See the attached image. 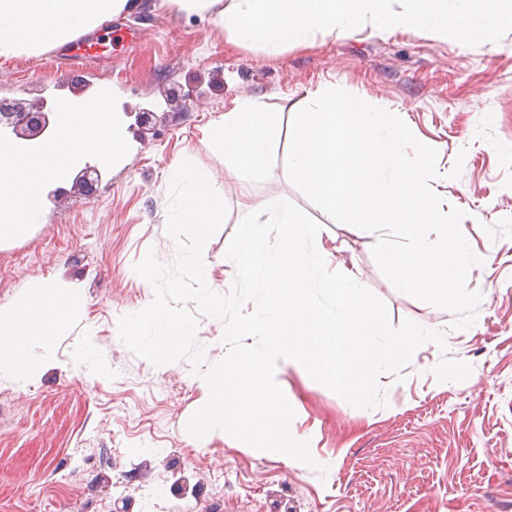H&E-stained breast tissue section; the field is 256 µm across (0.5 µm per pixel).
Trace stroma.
Returning a JSON list of instances; mask_svg holds the SVG:
<instances>
[{"label":"stroma","instance_id":"1","mask_svg":"<svg viewBox=\"0 0 512 512\" xmlns=\"http://www.w3.org/2000/svg\"><path fill=\"white\" fill-rule=\"evenodd\" d=\"M128 34L84 51L78 66L50 52L0 57V97L47 100L100 93L122 112L152 111L146 135L102 166L87 196L60 180L64 201L43 200L25 234L0 240V306L53 286L73 300L53 356L23 383L0 379V512H512V28L491 40H435L419 30L316 33L278 54L241 47L208 19L168 6L124 18ZM340 87L396 113L438 152L434 190L465 211L461 229L483 257L468 287L481 291L476 323L449 330L447 311L398 292L371 237L325 221L289 182L288 138L262 173L226 175L211 129L236 98L255 99L289 127L312 92ZM191 160L211 175L227 217L207 241L208 285L227 292L228 244L249 207L284 199L321 221L332 265L354 268L389 320L447 329V350L421 346L401 375L384 374L386 406L359 409L289 367L276 382L294 408L291 432L325 472L259 451L215 430H186L206 401L188 361L154 366L120 341L118 321L146 307L152 285L135 265L148 250L175 255L166 233L172 167ZM91 347L96 364L76 354ZM471 365L463 382H438L443 357Z\"/></svg>","mask_w":512,"mask_h":512}]
</instances>
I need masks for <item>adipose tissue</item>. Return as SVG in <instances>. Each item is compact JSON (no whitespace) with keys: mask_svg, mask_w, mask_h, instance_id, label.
Listing matches in <instances>:
<instances>
[{"mask_svg":"<svg viewBox=\"0 0 512 512\" xmlns=\"http://www.w3.org/2000/svg\"><path fill=\"white\" fill-rule=\"evenodd\" d=\"M186 14L209 16L239 46L261 44L270 54L304 46L316 32L347 35L421 29L436 38L456 30L465 40L487 39L512 16L498 11L496 0H481L478 15L449 11L448 0H407L404 12L388 9V0H163ZM135 0H0V57L37 55L77 35L126 15ZM228 174L244 179L262 170L280 136L276 113L247 98L216 122ZM126 133L114 118L106 96L68 101L61 109L54 137L21 149L0 143V236L18 234L40 218V196L46 182L92 158L118 159ZM71 301L54 288H41L21 305L0 312V378L37 372L49 358Z\"/></svg>","mask_w":512,"mask_h":512,"instance_id":"obj_1","label":"adipose tissue"}]
</instances>
